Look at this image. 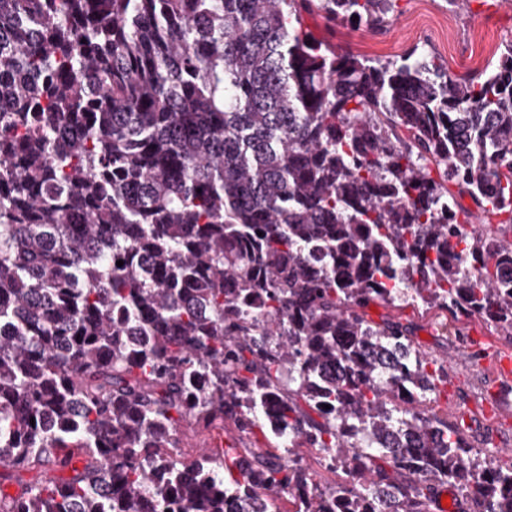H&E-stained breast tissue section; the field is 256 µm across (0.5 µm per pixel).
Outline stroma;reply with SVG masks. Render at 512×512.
<instances>
[{
	"label": "stroma",
	"mask_w": 512,
	"mask_h": 512,
	"mask_svg": "<svg viewBox=\"0 0 512 512\" xmlns=\"http://www.w3.org/2000/svg\"><path fill=\"white\" fill-rule=\"evenodd\" d=\"M306 23L333 48H349L383 63L400 59L415 48L443 63L449 74L463 77L470 72L463 61L472 54L477 34L491 37L489 49L493 52L512 39V6L504 0H470L467 7L457 9L449 6L448 0H397L391 24L383 30L364 23L336 25L320 14L307 17ZM391 315L410 325L416 348L448 366V396L433 403V412L449 422L468 425L473 446L488 438L497 447L512 449V413L495 416L488 410L489 405L498 403L500 393L493 360L512 355V339L474 319L463 327L464 341H457L446 335L439 317L414 306L394 309L380 305L367 317L378 323ZM264 445L261 432L242 434L228 420L207 428L190 426L180 434V451L187 457L219 448L242 458L248 449Z\"/></svg>",
	"instance_id": "stroma-1"
}]
</instances>
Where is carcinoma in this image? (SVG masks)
<instances>
[{
    "mask_svg": "<svg viewBox=\"0 0 512 512\" xmlns=\"http://www.w3.org/2000/svg\"><path fill=\"white\" fill-rule=\"evenodd\" d=\"M394 7L0 0V512H512V462L427 409L445 365L366 313L512 336V42L456 78L305 28ZM224 419L247 468L176 452Z\"/></svg>",
    "mask_w": 512,
    "mask_h": 512,
    "instance_id": "cac0c4a2",
    "label": "carcinoma"
}]
</instances>
